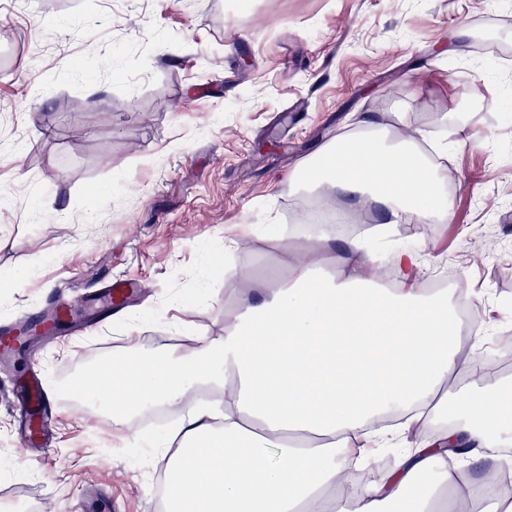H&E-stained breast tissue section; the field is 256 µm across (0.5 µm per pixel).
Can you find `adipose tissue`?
Instances as JSON below:
<instances>
[{"instance_id": "adipose-tissue-1", "label": "adipose tissue", "mask_w": 512, "mask_h": 512, "mask_svg": "<svg viewBox=\"0 0 512 512\" xmlns=\"http://www.w3.org/2000/svg\"><path fill=\"white\" fill-rule=\"evenodd\" d=\"M344 133L290 178L352 213L439 224L450 217L445 173L417 156L419 135L367 122ZM303 261L285 248L288 282L239 298L223 336L179 354L113 364L105 379L112 423L164 403L181 420L158 441L171 482L164 512H391L419 489L418 512H467L477 482L498 487L494 512H512V394L460 386L479 356H460V324L448 296L413 287L420 256L398 251L391 288L366 287L371 258L358 237L323 229ZM337 260V279L315 283L313 266ZM224 386V413L192 402L201 383ZM449 436L424 432L440 403ZM404 414L409 442L393 469L360 494L341 488L352 462H370L387 441L378 420ZM458 446L449 463L447 440Z\"/></svg>"}]
</instances>
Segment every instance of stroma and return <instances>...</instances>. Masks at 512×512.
I'll list each match as a JSON object with an SVG mask.
<instances>
[{
	"instance_id": "obj_1",
	"label": "stroma",
	"mask_w": 512,
	"mask_h": 512,
	"mask_svg": "<svg viewBox=\"0 0 512 512\" xmlns=\"http://www.w3.org/2000/svg\"><path fill=\"white\" fill-rule=\"evenodd\" d=\"M509 49L512 0H0V323L64 281L76 299L142 281L93 334L0 367V512H163L140 424L122 438L67 404L28 447L20 390L102 350L127 363L223 335L239 297L287 276L284 245L315 235L275 232L307 199L289 176L365 117L448 149L450 221L374 241L378 278L415 248L416 287L461 274L485 347L511 340Z\"/></svg>"
}]
</instances>
